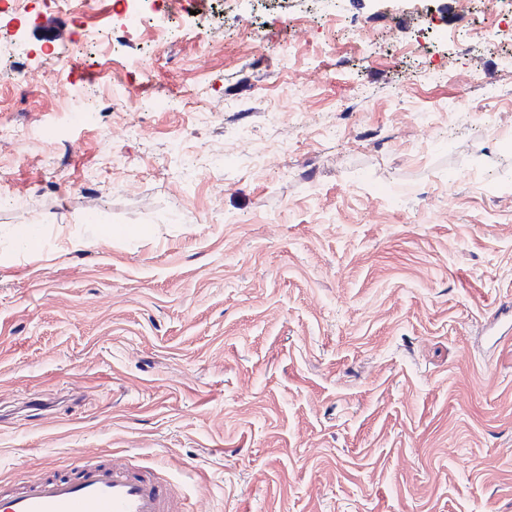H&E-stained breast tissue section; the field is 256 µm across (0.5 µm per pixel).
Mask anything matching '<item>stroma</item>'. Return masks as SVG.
I'll list each match as a JSON object with an SVG mask.
<instances>
[{
  "label": "stroma",
  "instance_id": "obj_1",
  "mask_svg": "<svg viewBox=\"0 0 512 512\" xmlns=\"http://www.w3.org/2000/svg\"><path fill=\"white\" fill-rule=\"evenodd\" d=\"M121 9L82 18L121 51L30 36L0 81V482L117 456L186 512H512V9ZM51 73L138 109L74 122ZM155 2L154 0H123L124 10L118 14L120 17V25L126 28L127 25H137L140 23L148 13L145 10V4L148 2Z\"/></svg>",
  "mask_w": 512,
  "mask_h": 512
}]
</instances>
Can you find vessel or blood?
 Returning a JSON list of instances; mask_svg holds the SVG:
<instances>
[{"label": "vessel or blood", "instance_id": "obj_1", "mask_svg": "<svg viewBox=\"0 0 512 512\" xmlns=\"http://www.w3.org/2000/svg\"><path fill=\"white\" fill-rule=\"evenodd\" d=\"M36 38L63 42L68 23L48 13ZM71 474L54 466L21 485H0V512H184L183 489L153 470H140L120 459L89 462L75 457Z\"/></svg>", "mask_w": 512, "mask_h": 512}]
</instances>
